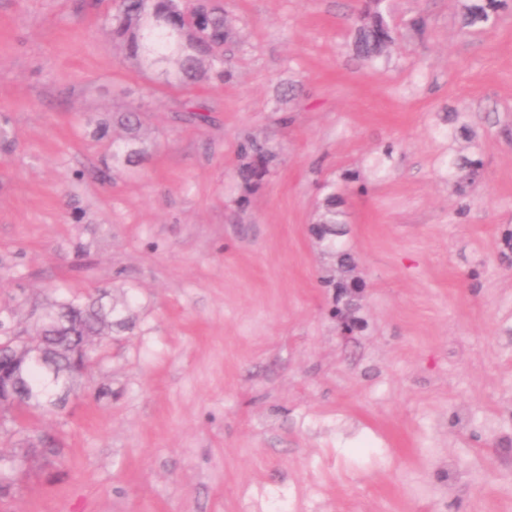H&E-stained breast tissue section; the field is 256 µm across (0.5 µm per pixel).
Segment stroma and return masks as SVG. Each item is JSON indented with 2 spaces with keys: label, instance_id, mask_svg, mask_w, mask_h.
<instances>
[{
  "label": "stroma",
  "instance_id": "obj_1",
  "mask_svg": "<svg viewBox=\"0 0 512 512\" xmlns=\"http://www.w3.org/2000/svg\"><path fill=\"white\" fill-rule=\"evenodd\" d=\"M222 4L231 78L174 90L113 42L110 0H0V322L131 303L59 415L0 411L24 459L0 512H512V12L386 0L429 30L369 64L365 0ZM137 101L139 163L93 180L119 133L92 130ZM247 134L279 162L242 205ZM459 153L483 162L463 196ZM331 181L344 272L313 226ZM327 274L359 284L354 335ZM486 5L481 4H464V15L469 24L476 22H489L496 18V14L500 9L507 7L506 0H488Z\"/></svg>",
  "mask_w": 512,
  "mask_h": 512
}]
</instances>
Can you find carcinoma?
I'll return each mask as SVG.
<instances>
[{
	"label": "carcinoma",
	"instance_id": "1",
	"mask_svg": "<svg viewBox=\"0 0 512 512\" xmlns=\"http://www.w3.org/2000/svg\"><path fill=\"white\" fill-rule=\"evenodd\" d=\"M385 0H370L360 16L354 42L358 55L365 59L380 57L395 43L396 29L387 19ZM184 0H111L105 21L112 31V41L125 56L140 67L153 69L157 79L172 89H182L201 81H224L232 74L224 70V44L238 36L232 19L224 6L212 0H196L195 8L203 18V25L187 26ZM507 7L506 0H489L485 5L465 4L464 15L468 23L489 22L499 10ZM145 121L140 105H131L112 113V123L123 129L125 139L112 142L111 161H103L101 176L112 179V162L122 160L128 164L138 161L141 150L137 147L138 133ZM237 178L243 191L240 202L264 183L273 170L277 155L264 143L248 135L240 142L237 152ZM451 164L463 175L457 181V190L466 192L480 170V160L471 157L455 158ZM341 199L331 192L321 205L315 223L319 224V238L325 248L334 253L337 263L350 267L347 253L337 249L335 237L342 234L343 213L338 210ZM105 295L76 297L49 306L35 336L36 342L53 364L57 381L67 380L83 373L84 367L75 363L72 353L82 340H93L112 332L122 325L114 319L118 303L104 302ZM42 387L41 370L35 366L22 383L13 421L19 425L30 421L31 409L39 403Z\"/></svg>",
	"mask_w": 512,
	"mask_h": 512
}]
</instances>
